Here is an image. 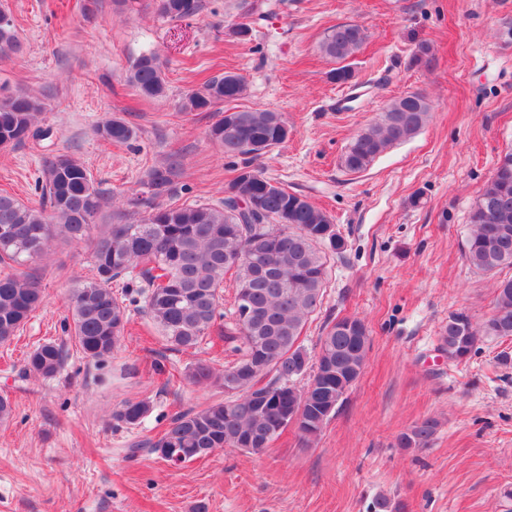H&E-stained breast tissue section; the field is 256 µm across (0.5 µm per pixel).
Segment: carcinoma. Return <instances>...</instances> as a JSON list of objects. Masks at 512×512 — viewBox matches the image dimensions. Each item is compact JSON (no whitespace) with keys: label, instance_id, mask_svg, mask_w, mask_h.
<instances>
[{"label":"carcinoma","instance_id":"1","mask_svg":"<svg viewBox=\"0 0 512 512\" xmlns=\"http://www.w3.org/2000/svg\"><path fill=\"white\" fill-rule=\"evenodd\" d=\"M157 14L170 21L199 14L202 0H153ZM365 29L354 23L326 30L319 49L344 61L360 49ZM21 49L13 17L0 10V56ZM165 62L154 51L133 61L127 83L149 99L166 94ZM244 80L231 72L206 81L186 95V112H209L244 95ZM46 109L38 96L0 93V148L46 137L39 125ZM430 103L422 93L395 99L348 143L341 165L350 172L368 169L396 144L425 126ZM96 135L113 144L136 138L135 128L113 117L96 126ZM288 125L277 112L226 108L207 131L224 156L240 160L236 175L224 188V201L164 205L172 194L173 165L155 167L146 183L147 216H124L100 224L110 193L95 184L88 170L66 155L44 160L40 198L24 203L0 191V345L23 330L43 299L40 280L22 266L43 257L55 239L88 245L94 276L75 279L68 297L71 332L83 357L98 365L112 358L123 338L128 307L144 304L146 313L172 348L193 347L209 337L224 318V277L234 276L236 295L249 299V314L235 304V321L243 347L239 358L219 373L197 364L188 381L226 389L243 382L238 397L228 396L199 410L172 417L161 437L143 446L157 453L180 448L184 461L208 456L219 448L260 451L286 428L287 416L303 407L298 430L310 442L320 435L344 403L366 364L369 330L359 318H343L324 326L319 349L309 353L300 338L309 317L320 307L329 257L344 252L342 236L332 217L306 197L291 193L253 166L288 139ZM248 194L252 208L239 209L231 193ZM470 236L465 259L477 271L495 274L512 269V150L500 155L491 178L469 213ZM148 290L134 287L139 278ZM123 281L121 294L112 284ZM492 338H512V277L498 282L493 311L480 324L464 312L448 317L440 342L448 359L461 361ZM68 351L54 342L36 346L25 359L24 373L52 378L64 368ZM309 375L306 387L295 380ZM151 410L145 400H126L112 419L138 426ZM439 421L416 422L400 434L402 448H424L433 440Z\"/></svg>","mask_w":512,"mask_h":512}]
</instances>
